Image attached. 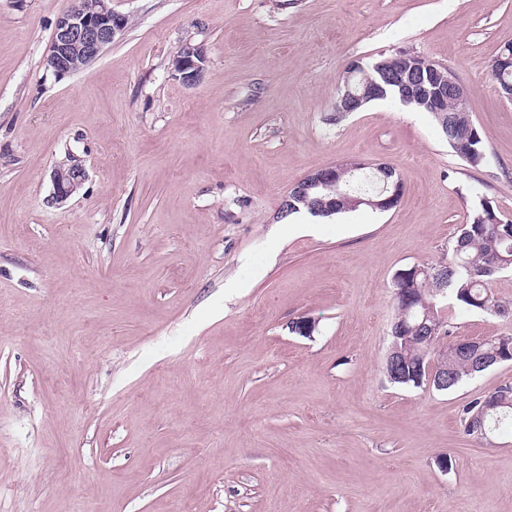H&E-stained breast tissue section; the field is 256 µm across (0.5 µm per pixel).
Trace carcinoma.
<instances>
[{"label": "carcinoma", "mask_w": 512, "mask_h": 512, "mask_svg": "<svg viewBox=\"0 0 512 512\" xmlns=\"http://www.w3.org/2000/svg\"><path fill=\"white\" fill-rule=\"evenodd\" d=\"M373 79L383 85L384 92L379 99L400 98L397 84L384 83L381 75L369 68L365 77L357 78L356 92H361L363 84ZM432 116L448 146L457 150L456 144L465 143L466 152L462 155L471 166L483 165L486 150L481 134L469 112H437ZM379 182L364 176L356 170L348 169L339 180L338 190H344L351 196L373 197ZM338 190L319 187L310 191L309 197L295 196L288 204V213L305 209L318 217H330L337 213L358 209L341 197ZM512 269V221L501 218L488 201L481 202V210L472 220L463 225L459 235L448 245L446 259L436 265L415 264L398 270L393 277V288L404 287L413 298L417 316L403 319L402 307L395 305L396 316L391 325L390 343L397 344L409 360L408 367L393 383L420 387L428 384L426 372L417 371V360L429 361L432 351L439 346L435 340L426 343L423 337L434 332L447 338L451 331L445 328L439 315V304L444 299L453 301L467 310L490 312L500 317H512V304L496 300L487 290L489 280L498 274ZM431 272L427 276L423 271ZM425 323L424 331L413 332L408 325ZM485 369H477L464 357L448 350V390L458 388L465 380L473 379ZM500 405L490 412L484 428L488 435L512 433V386L499 388ZM484 404L479 397L464 406L459 425L469 436L474 435L471 416Z\"/></svg>", "instance_id": "1"}]
</instances>
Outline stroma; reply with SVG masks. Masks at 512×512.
I'll return each instance as SVG.
<instances>
[{"label": "stroma", "instance_id": "stroma-1", "mask_svg": "<svg viewBox=\"0 0 512 512\" xmlns=\"http://www.w3.org/2000/svg\"><path fill=\"white\" fill-rule=\"evenodd\" d=\"M70 5L0 0V512H512V436L459 425L512 362L450 392L383 373L396 271L481 200L512 220V0H112L124 34L58 76ZM399 51L453 71L486 164L394 99L329 123L348 63ZM353 161L392 167L398 205L280 238L291 189ZM63 162L86 179L58 205ZM512 52V41L504 43L498 51V55L500 54H508ZM496 56V58H497ZM496 58L494 59L491 66V76L498 83L499 87L502 88L505 85H512V54L499 56L497 58V67L496 68ZM501 93L503 96L512 102V87L505 86L501 89ZM176 61L171 67L172 77L187 87H194L200 81L207 59L200 46L183 44L177 51Z\"/></svg>", "mask_w": 512, "mask_h": 512}]
</instances>
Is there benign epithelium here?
<instances>
[{
    "label": "benign epithelium",
    "instance_id": "obj_1",
    "mask_svg": "<svg viewBox=\"0 0 512 512\" xmlns=\"http://www.w3.org/2000/svg\"><path fill=\"white\" fill-rule=\"evenodd\" d=\"M110 0H97L93 5H87L85 0H73V6L63 12L56 20L51 44L45 58V66L57 75L72 73L82 69L112 45L116 36L121 34L127 25L124 16L115 13L109 5ZM393 61L400 66L399 77L403 79L401 97L403 101H411L424 94H431L419 75L423 72H443L447 75L444 82L435 87L437 96L434 98V111L445 112L448 107V96H453L458 111H465L466 94L458 83L450 68L431 61L421 55L400 52L393 56ZM207 63L206 55L199 46L190 43L183 44L177 51L176 61L171 67L172 77L187 87H194L200 81ZM343 167L339 164L322 168L303 181L306 189L319 186L336 179V174ZM83 168H56L52 174V202L64 203L76 192L85 181ZM403 193L401 182L394 184L391 195L386 197L387 204L383 205L377 199L368 197L364 203L383 210H389L397 205ZM482 341H457L454 349L473 356L477 367L483 368L496 361L495 353L483 350Z\"/></svg>",
    "mask_w": 512,
    "mask_h": 512
}]
</instances>
